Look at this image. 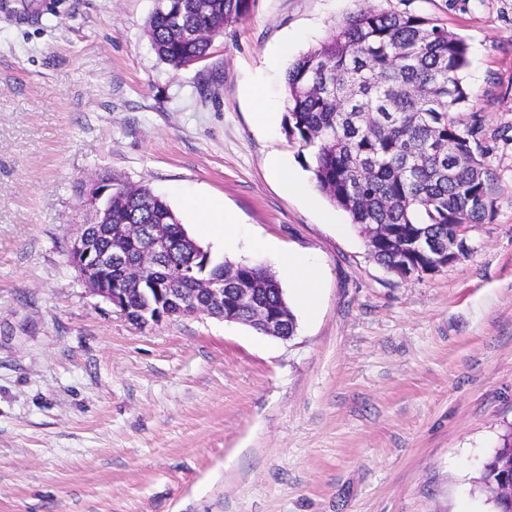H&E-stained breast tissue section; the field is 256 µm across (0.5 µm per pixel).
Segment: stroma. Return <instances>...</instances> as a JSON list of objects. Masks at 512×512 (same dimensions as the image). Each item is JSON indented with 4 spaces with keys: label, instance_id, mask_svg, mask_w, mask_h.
<instances>
[{
    "label": "stroma",
    "instance_id": "35a3bbf8",
    "mask_svg": "<svg viewBox=\"0 0 512 512\" xmlns=\"http://www.w3.org/2000/svg\"><path fill=\"white\" fill-rule=\"evenodd\" d=\"M376 2L464 38L497 176L470 255L409 282L284 131L290 65L362 0H254L178 70L149 36L154 0H0V512H495L478 478L512 424V0ZM105 171L149 186L216 260L187 197L234 217L232 261H314V309L282 286L295 335L203 315L140 328L90 293L67 246Z\"/></svg>",
    "mask_w": 512,
    "mask_h": 512
}]
</instances>
